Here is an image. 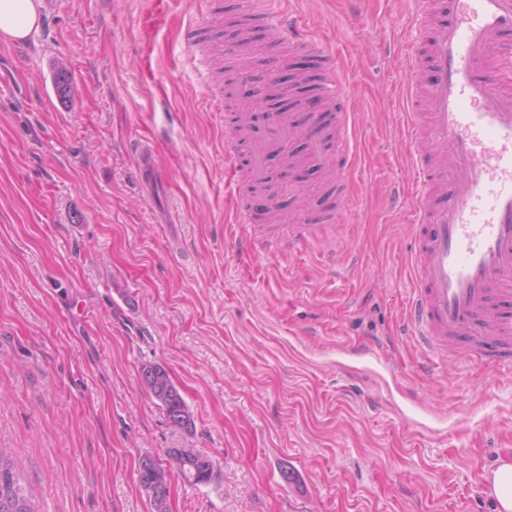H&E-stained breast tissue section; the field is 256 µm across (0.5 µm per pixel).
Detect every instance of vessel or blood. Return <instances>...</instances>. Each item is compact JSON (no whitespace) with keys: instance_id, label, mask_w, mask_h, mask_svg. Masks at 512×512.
Here are the masks:
<instances>
[{"instance_id":"obj_1","label":"vessel or blood","mask_w":512,"mask_h":512,"mask_svg":"<svg viewBox=\"0 0 512 512\" xmlns=\"http://www.w3.org/2000/svg\"><path fill=\"white\" fill-rule=\"evenodd\" d=\"M413 26L427 33L424 62H410L405 133L420 187L411 200L415 233L408 255L411 305L405 329L423 354V368L512 358V318L497 306L512 294V0H422ZM303 119L276 117L264 141L252 144L250 182L267 180L270 147L294 138L331 141L312 156L333 174L337 199L324 218L288 225L268 246L292 254L326 237L348 209L353 174L347 114L334 64ZM137 174L152 188L154 147L134 143Z\"/></svg>"}]
</instances>
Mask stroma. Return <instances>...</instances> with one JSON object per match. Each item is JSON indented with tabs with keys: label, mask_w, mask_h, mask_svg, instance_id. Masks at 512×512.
Here are the masks:
<instances>
[{
	"label": "stroma",
	"mask_w": 512,
	"mask_h": 512,
	"mask_svg": "<svg viewBox=\"0 0 512 512\" xmlns=\"http://www.w3.org/2000/svg\"><path fill=\"white\" fill-rule=\"evenodd\" d=\"M0 42V448L36 512H152L137 462L166 469L171 512H495L483 474L512 453V368L421 376L400 332L411 183L399 94L414 0H293L333 55L356 170L342 226L297 259L238 248L224 140L237 107L224 36L240 0H42ZM204 45L189 54L186 42ZM66 67L71 99L54 91ZM153 140L158 184L131 143ZM286 213L330 201L280 178ZM169 372L191 412L170 425L141 384ZM213 463L183 480L169 456Z\"/></svg>",
	"instance_id": "1"
}]
</instances>
